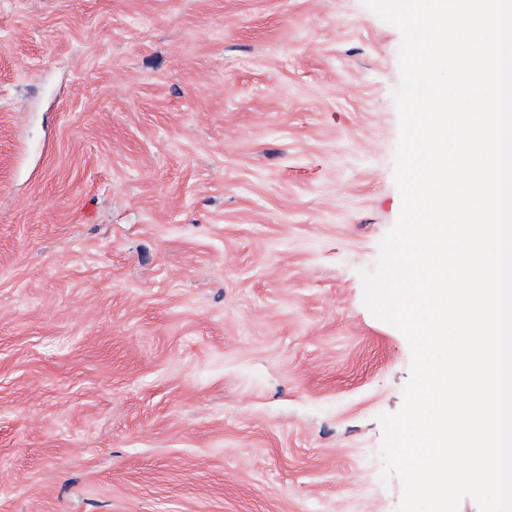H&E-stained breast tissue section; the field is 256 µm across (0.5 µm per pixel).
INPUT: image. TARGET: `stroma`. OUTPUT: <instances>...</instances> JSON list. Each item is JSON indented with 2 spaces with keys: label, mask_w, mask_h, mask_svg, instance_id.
<instances>
[{
  "label": "stroma",
  "mask_w": 512,
  "mask_h": 512,
  "mask_svg": "<svg viewBox=\"0 0 512 512\" xmlns=\"http://www.w3.org/2000/svg\"><path fill=\"white\" fill-rule=\"evenodd\" d=\"M397 27L0 0V512H396Z\"/></svg>",
  "instance_id": "1"
}]
</instances>
